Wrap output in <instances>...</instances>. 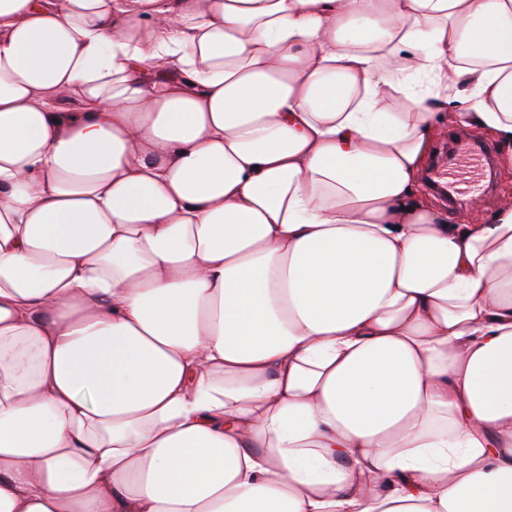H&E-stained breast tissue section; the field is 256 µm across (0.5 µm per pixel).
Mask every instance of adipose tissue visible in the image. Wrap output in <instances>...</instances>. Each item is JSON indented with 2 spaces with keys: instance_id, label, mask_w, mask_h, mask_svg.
<instances>
[{
  "instance_id": "1",
  "label": "adipose tissue",
  "mask_w": 512,
  "mask_h": 512,
  "mask_svg": "<svg viewBox=\"0 0 512 512\" xmlns=\"http://www.w3.org/2000/svg\"><path fill=\"white\" fill-rule=\"evenodd\" d=\"M450 106L512 163V0H0V512H512Z\"/></svg>"
}]
</instances>
